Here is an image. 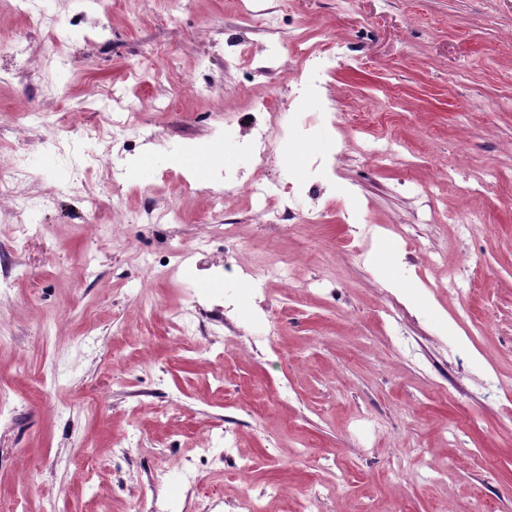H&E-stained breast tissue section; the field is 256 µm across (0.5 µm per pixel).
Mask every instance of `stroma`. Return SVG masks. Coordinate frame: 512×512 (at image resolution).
<instances>
[{
    "instance_id": "1",
    "label": "stroma",
    "mask_w": 512,
    "mask_h": 512,
    "mask_svg": "<svg viewBox=\"0 0 512 512\" xmlns=\"http://www.w3.org/2000/svg\"><path fill=\"white\" fill-rule=\"evenodd\" d=\"M40 6L87 32L58 51L37 17L0 4V68L14 71L0 82V505L145 512L159 495L209 512L278 487L273 512H300L313 486L316 512H512V0ZM326 35L340 50L307 74L310 98L292 80L297 50ZM270 89L277 105L254 110ZM116 96L142 99L150 161L119 190ZM301 101L340 117L274 139L265 160L240 151L252 124L281 130ZM214 112L242 119L216 136ZM384 138L409 144L412 164L362 163ZM182 142L219 146L216 167L272 187L319 156L334 168L273 224L247 191L184 193L197 173L172 156ZM26 194L44 206L18 213ZM150 206L176 222L150 223ZM311 210L320 223H303ZM354 222L376 227L364 259L346 244ZM226 427L252 469L215 458L188 483L184 463Z\"/></svg>"
}]
</instances>
